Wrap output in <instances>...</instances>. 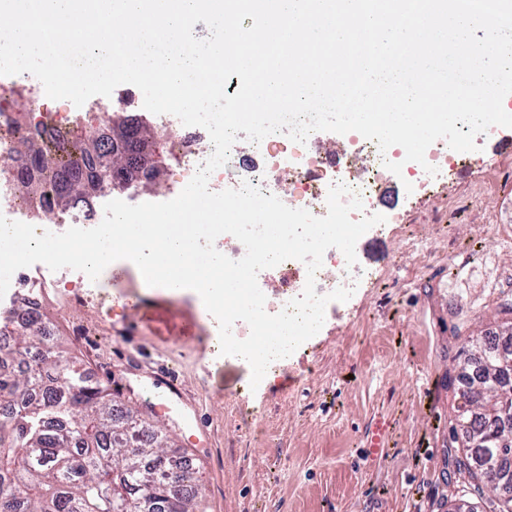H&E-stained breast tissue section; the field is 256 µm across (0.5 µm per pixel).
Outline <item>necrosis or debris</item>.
<instances>
[{
  "mask_svg": "<svg viewBox=\"0 0 512 512\" xmlns=\"http://www.w3.org/2000/svg\"><path fill=\"white\" fill-rule=\"evenodd\" d=\"M156 125L163 131H174L171 141L177 158L173 171L177 188H184L200 166L207 160V153L198 149L199 143L208 141V132L201 127H187L174 116H158ZM22 131L15 124V114L0 108V157L7 159V166L0 168V214L6 218L21 221L34 227H41L53 218L49 209H37L22 193V179L28 178L31 167L23 160H13L16 141ZM318 133H311L305 144L292 142L285 134L274 133L260 144L249 147L248 155H241L240 144H233L226 166L214 171L209 178L211 191L219 192L239 188L243 182H250L263 195H275L287 201L289 207L307 209L314 216L327 213V195L330 187L337 183L357 192L363 201L362 211L352 212V220L362 216L384 213L387 224L402 223L401 213L381 210L378 193L390 172L387 162L402 163V175L412 186L413 195L433 192L443 185L447 171L453 167L469 166L473 155L450 149L445 141L434 142L426 151L425 164L409 162L405 151L393 146L380 150L376 142L356 132L348 133L346 147L340 154L323 155L315 150ZM434 166L435 174H428L427 166ZM279 279L275 297L267 300L265 309L276 314L287 304L301 295L307 278L303 262L289 259L277 267ZM65 271L51 275L35 274L23 268L15 272L5 301H13L20 291L28 293L29 309L42 307L48 295H61L62 285L68 279ZM368 270L359 264L348 265L343 253L336 248L328 249L323 265L316 275V292L320 295L331 293L337 288L357 289L368 279Z\"/></svg>",
  "mask_w": 512,
  "mask_h": 512,
  "instance_id": "1",
  "label": "necrosis or debris"
}]
</instances>
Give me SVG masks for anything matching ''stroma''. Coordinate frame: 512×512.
<instances>
[{
	"label": "stroma",
	"mask_w": 512,
	"mask_h": 512,
	"mask_svg": "<svg viewBox=\"0 0 512 512\" xmlns=\"http://www.w3.org/2000/svg\"><path fill=\"white\" fill-rule=\"evenodd\" d=\"M487 171L497 186L475 197ZM383 202L406 221L358 240L371 280L255 389L246 362L206 349L198 295L143 287L129 261L86 291L96 303L83 309L84 326H126L98 337L101 360L57 307L76 365L118 387L122 404L163 426L173 455L200 469L206 512H448L460 496L448 373L512 304V128L438 193L410 196L393 177ZM379 421L389 435L375 451Z\"/></svg>",
	"instance_id": "35a3bbf8"
}]
</instances>
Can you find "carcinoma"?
<instances>
[{"instance_id":"1","label":"carcinoma","mask_w":512,"mask_h":512,"mask_svg":"<svg viewBox=\"0 0 512 512\" xmlns=\"http://www.w3.org/2000/svg\"><path fill=\"white\" fill-rule=\"evenodd\" d=\"M142 132L155 134L168 159L165 136L126 121L97 130L75 120L61 134L62 151L20 139L16 156L37 164L26 195L63 212L109 189L112 154L136 151L139 162H151ZM22 303L14 300L0 316V512H200L197 471L188 461L172 469L169 435L119 408L106 386L70 363L51 333L49 311L15 325L14 308ZM500 349L512 354V336L487 337L448 377L473 442L456 460V473L463 488L494 494L489 512L512 509V485L494 486L499 473L512 472V442H499V394L484 382Z\"/></svg>"}]
</instances>
